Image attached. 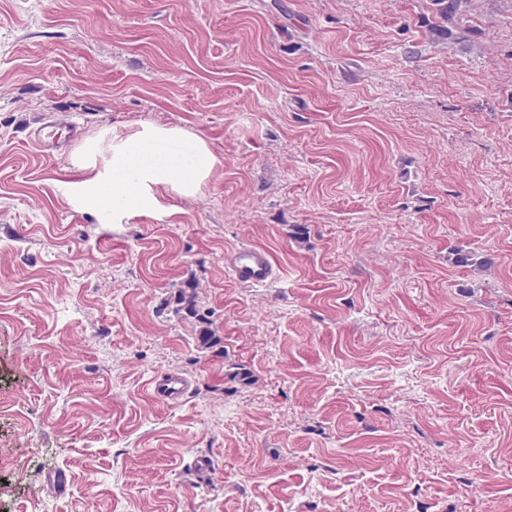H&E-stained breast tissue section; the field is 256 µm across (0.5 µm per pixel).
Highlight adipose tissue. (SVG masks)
Masks as SVG:
<instances>
[{
  "label": "adipose tissue",
  "mask_w": 512,
  "mask_h": 512,
  "mask_svg": "<svg viewBox=\"0 0 512 512\" xmlns=\"http://www.w3.org/2000/svg\"><path fill=\"white\" fill-rule=\"evenodd\" d=\"M198 165L182 176H174L165 167H151L138 170L136 179L130 183L117 184L112 180V174L130 168L134 157L129 143L112 146L108 158H101L98 140H90L76 156L75 163L86 171L87 178L77 191V199L81 204L98 208V189L111 188L114 202L128 209H155L160 202L155 195V187L164 185L170 191L181 197L195 195L200 185L210 176L215 156L204 141H197Z\"/></svg>",
  "instance_id": "obj_1"
}]
</instances>
